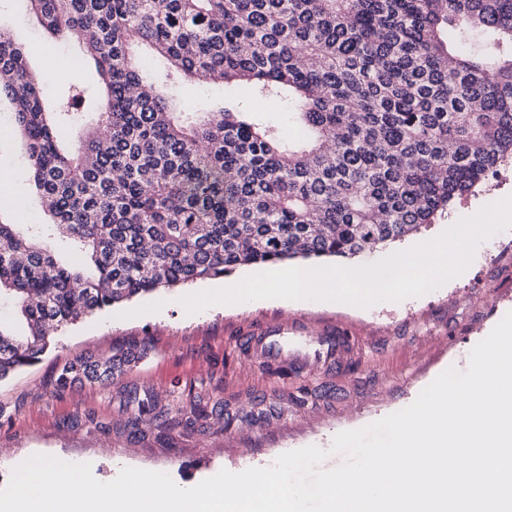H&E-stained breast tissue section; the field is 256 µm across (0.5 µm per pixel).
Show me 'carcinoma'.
I'll list each match as a JSON object with an SVG mask.
<instances>
[{
    "instance_id": "1",
    "label": "carcinoma",
    "mask_w": 512,
    "mask_h": 512,
    "mask_svg": "<svg viewBox=\"0 0 512 512\" xmlns=\"http://www.w3.org/2000/svg\"><path fill=\"white\" fill-rule=\"evenodd\" d=\"M82 43L104 87L44 109L22 47L0 29V95L26 145L44 224L0 222V380L59 328L239 266L351 260L433 222L512 156V0H29ZM242 84L249 104L173 112L146 80ZM288 102L290 136L260 118ZM95 123L71 147L69 128ZM66 242L63 264L52 246ZM139 349L57 372L106 382Z\"/></svg>"
}]
</instances>
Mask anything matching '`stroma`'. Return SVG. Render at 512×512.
Here are the masks:
<instances>
[{"mask_svg":"<svg viewBox=\"0 0 512 512\" xmlns=\"http://www.w3.org/2000/svg\"><path fill=\"white\" fill-rule=\"evenodd\" d=\"M0 27L25 50L27 65L45 75L49 98L71 84L95 85L92 62L82 61L77 42L45 31L28 0H0ZM166 64L151 78L177 107L217 112L243 103L245 93L222 83L167 79ZM0 100V174L8 178L0 216L14 224L46 220L29 186L24 141ZM512 195V158L491 171L475 192L456 200L435 223L394 243L397 251L438 236L459 218ZM190 284L85 317L63 328L39 362L0 381V489L29 457H82L101 482L115 479L113 462L168 474L175 484L196 485L220 470L233 473L271 466L288 451L328 450L324 468L343 460L331 453L334 437L383 419L411 405L449 368L466 369L472 349L512 311V229L482 241L472 264L442 287L399 302L367 307L311 303L214 304L189 317L181 296ZM296 328L294 346L305 367L288 358L262 363L243 344L264 325ZM342 331L351 354L339 365L314 357L310 338ZM148 346L144 360L112 382L78 383L55 391L59 367L80 355L102 356L130 342ZM152 395L150 421L131 430L137 398ZM197 406L194 427L177 424L178 407Z\"/></svg>","mask_w":512,"mask_h":512,"instance_id":"stroma-1","label":"stroma"}]
</instances>
